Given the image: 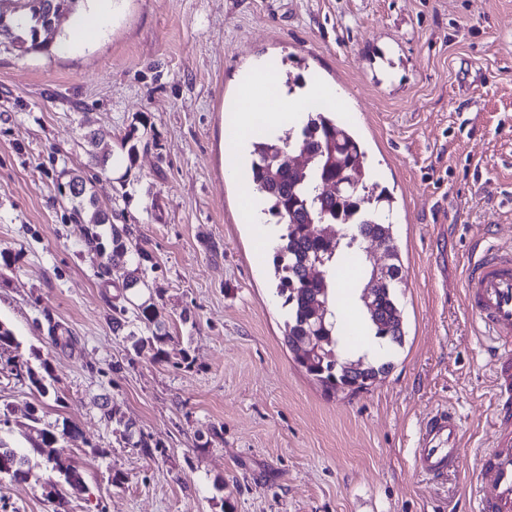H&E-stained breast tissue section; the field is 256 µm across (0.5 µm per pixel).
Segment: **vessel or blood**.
<instances>
[{
  "label": "vessel or blood",
  "instance_id": "vessel-or-blood-1",
  "mask_svg": "<svg viewBox=\"0 0 512 512\" xmlns=\"http://www.w3.org/2000/svg\"><path fill=\"white\" fill-rule=\"evenodd\" d=\"M242 97L254 98L266 112L281 110L268 84L253 76ZM464 298L482 335L491 340L490 364L495 410L489 422V447L479 456L482 472L471 497L475 512H512V245L489 246L463 275ZM461 429L452 410L433 413L414 451L417 472L439 481L461 460Z\"/></svg>",
  "mask_w": 512,
  "mask_h": 512
}]
</instances>
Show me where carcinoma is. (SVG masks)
<instances>
[{
	"instance_id": "1",
	"label": "carcinoma",
	"mask_w": 512,
	"mask_h": 512,
	"mask_svg": "<svg viewBox=\"0 0 512 512\" xmlns=\"http://www.w3.org/2000/svg\"><path fill=\"white\" fill-rule=\"evenodd\" d=\"M13 6L12 28L0 26V48L24 51V39L28 38L26 26L31 17L39 15L51 23L57 13L72 12L79 6L80 0H8ZM96 139L90 140L89 155L92 162L91 173L76 174L69 181L57 186L62 196L72 204L74 218L83 221L82 234L85 248L100 258L99 276L115 278L122 287L130 289L148 287L146 272L155 268L156 262L146 245L139 242L135 227L131 224L112 223V212L100 207L93 193V183L100 176L111 172L122 164V159H109L105 153L97 152ZM290 152L308 151L312 161L306 176L299 177L290 172L284 159L283 150ZM250 176L251 184L262 194L270 215L285 225V233L280 235V243L275 248L273 264L277 278V295L283 299L286 308L284 341L289 349H294L295 338L299 336H322L324 346L337 349L341 361H294L325 391L336 393L345 390L367 388L365 379L350 376L342 365L345 358H359L368 370V378L388 372L391 361L370 359L357 353L347 336L339 331L336 319L319 326L309 319L310 304L314 298L331 302L334 282L331 277L336 268L352 259L356 248L350 247L351 239H339L333 246L325 245L312 235L313 224H337L350 229V233L359 239L381 240L392 249V268L394 275L385 284L379 298L377 315L370 317L371 329L375 338L383 341L388 349L400 347L404 342L402 311L399 307L396 289L403 282V267L399 251L394 249L393 224L383 218L379 207H367L370 201L377 204L389 200L386 189L375 192V188L366 183L368 169L365 165L366 152L360 137L347 125L341 123L336 113L326 107L310 110L307 121L298 129H290L283 137H261L251 144ZM341 176L345 181L339 193H330L315 197L310 188L324 179ZM321 255L330 271L329 287L322 288L321 283L309 275V266L305 260ZM126 257L125 265L118 268L112 265V256ZM133 315L136 330L129 331L134 339V347L141 349L145 344H163L171 339L160 318L158 305L150 298L129 305H112V331H121L129 324L127 314ZM146 331L150 336L136 337V331ZM13 346H18L11 329L0 323V368H8L18 380L29 382L36 392L47 397L51 395L52 383L35 370L28 361L19 355L4 356ZM57 441L54 432L48 429L38 431V438L31 440L29 452L46 457L52 472L60 482L53 485L49 492L56 503L54 512H67L69 498L86 491L83 478L74 462L50 451ZM12 463L8 469L0 467V476H8L18 481L26 476L29 462L28 452H20L0 442V455Z\"/></svg>"
}]
</instances>
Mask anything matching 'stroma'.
<instances>
[{
    "label": "stroma",
    "instance_id": "35a3bbf8",
    "mask_svg": "<svg viewBox=\"0 0 512 512\" xmlns=\"http://www.w3.org/2000/svg\"><path fill=\"white\" fill-rule=\"evenodd\" d=\"M92 46L0 51V322L58 399L0 373V440L76 428L54 449L87 490L68 512H470L493 413L485 338L462 276L470 239L512 242V0H118ZM261 57L331 86L374 181L395 198L404 343L366 390L327 393L284 342L273 252L226 179L225 105ZM100 149L131 155L95 184L135 224L150 292L172 335L134 349L114 334L121 283L98 276L57 185ZM372 265L337 271L342 322L370 335L360 292ZM73 336L53 347L48 323ZM114 417L105 421L102 406ZM40 422H32L31 407ZM453 408L464 448L439 482L414 468L429 414ZM149 435L131 447L127 425ZM0 478V512H53L39 455Z\"/></svg>",
    "mask_w": 512,
    "mask_h": 512
}]
</instances>
